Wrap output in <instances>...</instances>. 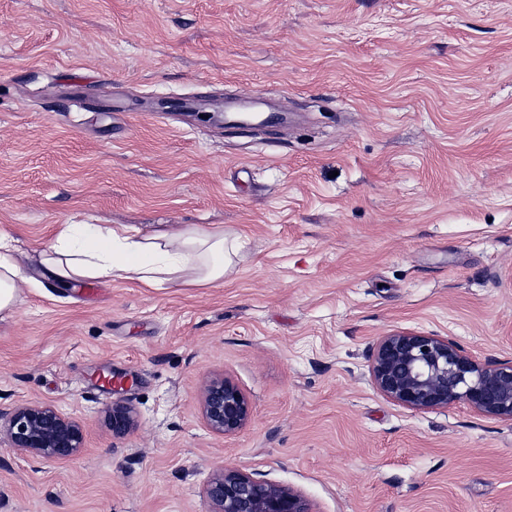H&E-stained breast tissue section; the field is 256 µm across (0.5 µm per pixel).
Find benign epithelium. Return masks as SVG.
I'll return each mask as SVG.
<instances>
[{"mask_svg": "<svg viewBox=\"0 0 512 512\" xmlns=\"http://www.w3.org/2000/svg\"><path fill=\"white\" fill-rule=\"evenodd\" d=\"M376 389L412 410L444 408L462 401L477 413L512 420V361L480 364L453 342L435 335L397 332L380 338L370 363ZM202 414L208 426L224 435L243 428L251 404L229 378H212L202 393ZM112 428L126 429L131 408L112 403ZM14 448L44 458L77 455L82 448L81 425L46 404L17 407L6 423ZM212 512H314L299 493L227 466L205 490Z\"/></svg>", "mask_w": 512, "mask_h": 512, "instance_id": "benign-epithelium-1", "label": "benign epithelium"}]
</instances>
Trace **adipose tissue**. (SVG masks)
Returning <instances> with one entry per match:
<instances>
[{
  "mask_svg": "<svg viewBox=\"0 0 512 512\" xmlns=\"http://www.w3.org/2000/svg\"><path fill=\"white\" fill-rule=\"evenodd\" d=\"M15 238L0 229V311L11 309L26 280ZM41 276L67 285L82 279L125 278L148 288L166 283H222L231 258L223 226L182 227L152 235L132 224H61L35 246Z\"/></svg>",
  "mask_w": 512,
  "mask_h": 512,
  "instance_id": "obj_1",
  "label": "adipose tissue"
}]
</instances>
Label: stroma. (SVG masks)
<instances>
[{"instance_id": "stroma-1", "label": "stroma", "mask_w": 512, "mask_h": 512, "mask_svg": "<svg viewBox=\"0 0 512 512\" xmlns=\"http://www.w3.org/2000/svg\"><path fill=\"white\" fill-rule=\"evenodd\" d=\"M58 224L239 247L216 286L21 288L0 416L48 404L84 441L46 459L0 432V512H211L227 466L316 512H512V421L410 410L369 374L396 331L512 361V0H0V228L25 275ZM222 374L252 403L231 435L200 408Z\"/></svg>"}]
</instances>
